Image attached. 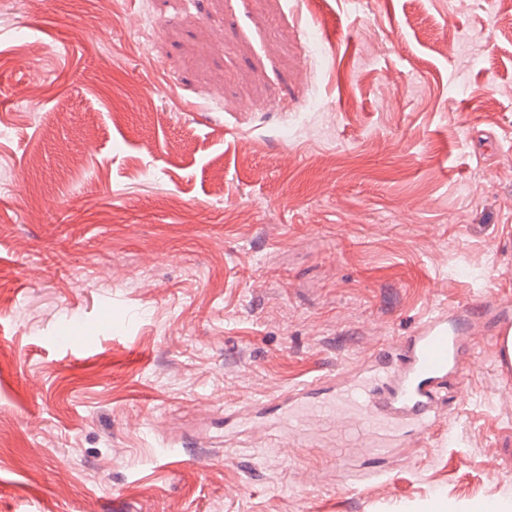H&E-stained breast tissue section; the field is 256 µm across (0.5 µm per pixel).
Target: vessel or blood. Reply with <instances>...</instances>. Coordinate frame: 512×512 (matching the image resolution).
Here are the masks:
<instances>
[{
	"label": "vessel or blood",
	"instance_id": "b4317fda",
	"mask_svg": "<svg viewBox=\"0 0 512 512\" xmlns=\"http://www.w3.org/2000/svg\"><path fill=\"white\" fill-rule=\"evenodd\" d=\"M492 307L502 315L490 336L470 335L472 322ZM485 344L502 364L512 363V301L483 299L465 310L442 308L384 344L353 379L331 384L319 378L294 386L255 402L250 411L225 410L224 423L237 429L250 416L274 412L299 446L317 442L312 430L317 424L331 434L343 459L358 448L425 443L442 435L440 394L448 379L465 375L476 348Z\"/></svg>",
	"mask_w": 512,
	"mask_h": 512
}]
</instances>
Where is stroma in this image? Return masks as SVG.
<instances>
[{"label":"stroma","mask_w":512,"mask_h":512,"mask_svg":"<svg viewBox=\"0 0 512 512\" xmlns=\"http://www.w3.org/2000/svg\"><path fill=\"white\" fill-rule=\"evenodd\" d=\"M151 11L153 30L142 25ZM512 0H0V512L512 502V376L389 454L230 405L512 294ZM80 321L89 342L60 346Z\"/></svg>","instance_id":"35a3bbf8"}]
</instances>
